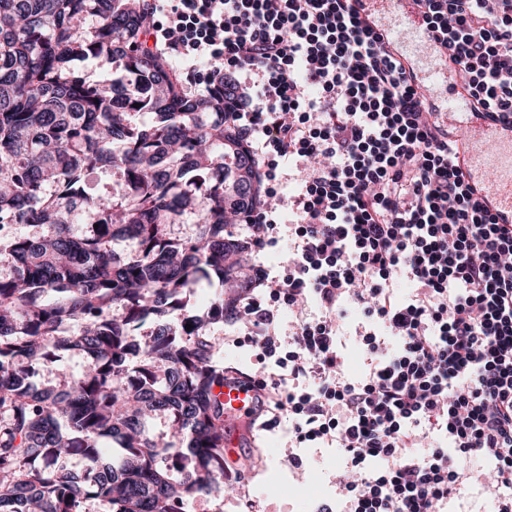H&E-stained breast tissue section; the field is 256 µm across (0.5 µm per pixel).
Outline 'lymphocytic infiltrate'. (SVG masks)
Wrapping results in <instances>:
<instances>
[{"mask_svg": "<svg viewBox=\"0 0 512 512\" xmlns=\"http://www.w3.org/2000/svg\"><path fill=\"white\" fill-rule=\"evenodd\" d=\"M137 2L150 52L183 63L187 92L235 78L226 118L279 201L252 212L255 250L277 244L281 212L293 217L284 272L257 270L238 297L279 369L258 383L261 416L288 414L296 443L342 450L355 474L338 483L343 512H442L477 480L462 457L492 464L496 512H512V225L465 182L422 87L357 0ZM420 3L475 103L512 115V0ZM293 174L301 189L284 195ZM399 278L408 299L391 291ZM310 299L315 320L300 314ZM275 304L300 314L289 340ZM350 305L364 316L359 381L338 325ZM386 334L400 349L382 359ZM433 436L446 446L413 455Z\"/></svg>", "mask_w": 512, "mask_h": 512, "instance_id": "lymphocytic-infiltrate-1", "label": "lymphocytic infiltrate"}]
</instances>
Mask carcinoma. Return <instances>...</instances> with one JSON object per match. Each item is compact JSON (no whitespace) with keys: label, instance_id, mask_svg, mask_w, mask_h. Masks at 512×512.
I'll return each instance as SVG.
<instances>
[{"label":"carcinoma","instance_id":"obj_1","mask_svg":"<svg viewBox=\"0 0 512 512\" xmlns=\"http://www.w3.org/2000/svg\"><path fill=\"white\" fill-rule=\"evenodd\" d=\"M150 25L134 0H0V258L12 266L0 276V512H86L90 500L188 512L243 472L224 457V370L208 336L236 300L220 290L188 304L196 283L238 277L227 256L253 250L224 216L261 203L256 161L225 123L231 85L185 92L180 65L147 51ZM88 58L97 80L78 68ZM112 168L123 193L87 196L85 173ZM187 213L196 235L170 237ZM21 224L39 231L12 232ZM73 350L82 375L37 383ZM158 416L181 438L154 435Z\"/></svg>","mask_w":512,"mask_h":512}]
</instances>
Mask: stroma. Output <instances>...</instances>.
Instances as JSON below:
<instances>
[{"label":"stroma","instance_id":"obj_1","mask_svg":"<svg viewBox=\"0 0 512 512\" xmlns=\"http://www.w3.org/2000/svg\"><path fill=\"white\" fill-rule=\"evenodd\" d=\"M220 344L223 356L219 366L237 369L243 376L260 379L273 372V361L262 360L257 346L243 336L238 323L227 322L210 332ZM289 421H279L265 430L252 431L236 448L233 458L244 464L247 474L234 490L192 504L190 512H315L319 503L338 505L337 475L345 468V459L336 447L310 444L293 446L288 439ZM463 469L482 477L475 483L465 502L467 512H493L495 486L489 462L459 459Z\"/></svg>","mask_w":512,"mask_h":512}]
</instances>
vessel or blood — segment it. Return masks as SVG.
<instances>
[{
    "instance_id": "1",
    "label": "vessel or blood",
    "mask_w": 512,
    "mask_h": 512,
    "mask_svg": "<svg viewBox=\"0 0 512 512\" xmlns=\"http://www.w3.org/2000/svg\"><path fill=\"white\" fill-rule=\"evenodd\" d=\"M362 16H375L385 11L387 21L377 29L399 55L417 53L410 67L413 79L430 73L440 100L433 113L443 126L462 127L465 139L458 143V157L466 175L479 196L496 215L498 223L512 224V122L492 119L479 110L464 91L460 67L446 55H427L424 45L433 44L424 15L417 0H359ZM258 389L254 382L224 380V446L238 447L241 423L252 420L257 413Z\"/></svg>"
}]
</instances>
